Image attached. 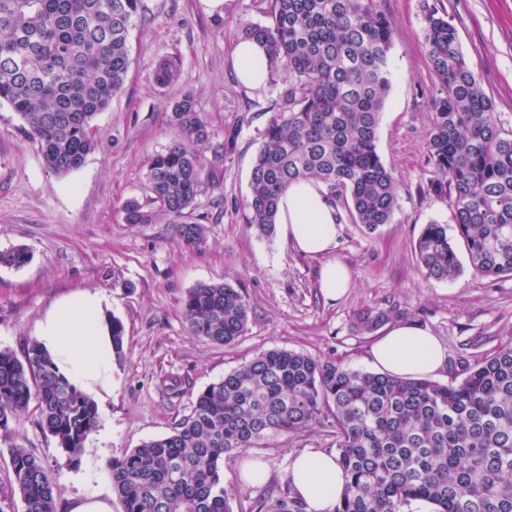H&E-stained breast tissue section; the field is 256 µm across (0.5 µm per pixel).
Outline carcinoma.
<instances>
[{
	"label": "carcinoma",
	"instance_id": "cac0c4a2",
	"mask_svg": "<svg viewBox=\"0 0 512 512\" xmlns=\"http://www.w3.org/2000/svg\"><path fill=\"white\" fill-rule=\"evenodd\" d=\"M270 22L242 35L266 47L272 83L288 76L282 111L270 118L251 170L246 221L270 237L278 203L302 179L322 183L368 234L397 208L393 171L377 151L380 116L391 87L393 24L380 0H270ZM141 0H0V103L29 127L45 166L66 175L95 148L92 123L122 89L129 36ZM423 48L443 86L433 99L428 188L452 203L455 236L426 225L414 243L422 276L452 281L463 271L453 238L473 273L512 277V130L470 68L456 27L435 7L424 15ZM179 136L147 162L145 200L126 202L128 224L165 220L189 247L205 243L194 221L202 189L219 183L206 153L211 134L193 98L174 105ZM30 261L23 246L0 251V267ZM190 333L226 346L242 336L250 306L234 286L201 283L182 300ZM401 315L362 311L355 325L372 333ZM112 345L123 356L124 325L112 318ZM38 402L40 428L68 461L83 453L98 407L57 370L37 342L23 358L0 350V429ZM329 428L347 483L334 512H512V344L466 362L446 382L352 368L303 351L272 348L208 385L192 413L165 436L110 461L121 512H232L224 462L260 441ZM24 512H57L45 464L11 449ZM262 512H301L295 499L261 501Z\"/></svg>",
	"mask_w": 512,
	"mask_h": 512
}]
</instances>
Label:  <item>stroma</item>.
Instances as JSON below:
<instances>
[{"instance_id":"stroma-1","label":"stroma","mask_w":512,"mask_h":512,"mask_svg":"<svg viewBox=\"0 0 512 512\" xmlns=\"http://www.w3.org/2000/svg\"><path fill=\"white\" fill-rule=\"evenodd\" d=\"M456 26L466 59L512 130V0H434ZM425 0H382L394 25L391 88L377 150L398 184L390 224L373 235L337 206L333 258L352 285L336 302L317 286V259L299 253L282 232L258 236L244 203L262 133L280 111L287 80L251 90L236 76L232 49L248 23L269 20L268 0H228L224 11L207 0H142V21L129 38L131 65L124 88L93 121L96 147L78 170L49 171L24 120L0 103V250L28 248L22 268L0 267V349L22 354L37 321L59 298L97 290L112 300L125 328L124 359L112 366V394L77 463L41 430L36 403L0 430V512H23L14 489L10 451L20 447L46 465L58 512L71 498L111 490L106 463L121 451L169 434L190 415L199 392L260 351H302L371 370L374 334L358 332L357 312L400 308L448 348V371L512 344V278L489 279L465 268L452 282L424 279L414 242L425 225L451 224L447 198L428 188L430 92L437 81L422 49ZM179 63L176 81L161 84L162 60ZM191 96L207 120L213 144L228 131L233 148L217 159L220 185L197 199L194 215L206 228L198 249L183 245L173 225L128 224L123 206L144 198L149 157L176 136L169 116ZM226 281L251 307L245 334L229 346L193 336L181 300L200 283ZM325 433L278 435L247 449L265 462L270 481L244 484L237 462L226 463L224 488L233 512H252L263 496L282 495L292 456L324 447Z\"/></svg>"}]
</instances>
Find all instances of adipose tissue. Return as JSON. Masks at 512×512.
I'll list each match as a JSON object with an SVG mask.
<instances>
[{
	"instance_id": "obj_1",
	"label": "adipose tissue",
	"mask_w": 512,
	"mask_h": 512,
	"mask_svg": "<svg viewBox=\"0 0 512 512\" xmlns=\"http://www.w3.org/2000/svg\"><path fill=\"white\" fill-rule=\"evenodd\" d=\"M232 58L242 84L254 89L265 85L267 57L261 44L239 40ZM277 222L294 247L321 258L318 284L325 299L341 298L350 288L351 276L343 264L329 257L336 245L337 217L322 185L313 180L292 185L279 202ZM111 305L108 297L84 290L56 302L36 327L38 342L51 354L60 373L78 389L98 397L109 393L112 386L115 355L107 315ZM369 360L392 376L430 378L443 372L447 349L420 324L400 321L376 340ZM288 480L307 512H334L345 474L335 454L308 448L292 458Z\"/></svg>"
}]
</instances>
